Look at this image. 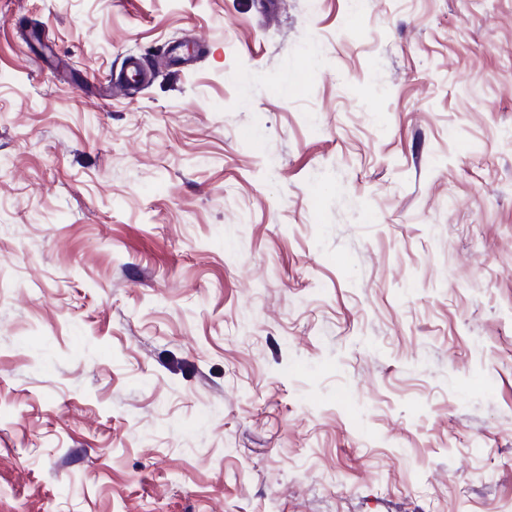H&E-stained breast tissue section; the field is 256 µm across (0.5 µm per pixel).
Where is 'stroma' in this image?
Listing matches in <instances>:
<instances>
[{"label": "stroma", "mask_w": 512, "mask_h": 512, "mask_svg": "<svg viewBox=\"0 0 512 512\" xmlns=\"http://www.w3.org/2000/svg\"><path fill=\"white\" fill-rule=\"evenodd\" d=\"M0 512H512V0H0Z\"/></svg>", "instance_id": "stroma-1"}]
</instances>
